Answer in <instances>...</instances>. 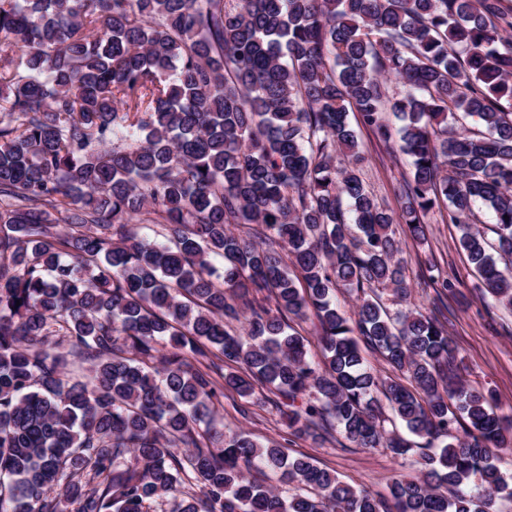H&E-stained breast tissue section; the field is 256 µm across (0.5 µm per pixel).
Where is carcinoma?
Returning a JSON list of instances; mask_svg holds the SVG:
<instances>
[{"label": "carcinoma", "mask_w": 512, "mask_h": 512, "mask_svg": "<svg viewBox=\"0 0 512 512\" xmlns=\"http://www.w3.org/2000/svg\"><path fill=\"white\" fill-rule=\"evenodd\" d=\"M3 47L0 512H153L162 496L173 512H497L512 418L460 381L439 310L392 311L382 293L409 294L397 226L422 243L437 212L482 295L512 308V8L0 0ZM357 126L410 159L396 211L366 188ZM139 216L165 242L139 238ZM419 279L456 290L435 263ZM310 316L318 362L291 325ZM220 377L243 398L264 387L298 438L338 428L405 458L380 393L424 440L417 475L378 498L227 429Z\"/></svg>", "instance_id": "1"}]
</instances>
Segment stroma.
Segmentation results:
<instances>
[{"instance_id":"35a3bbf8","label":"stroma","mask_w":512,"mask_h":512,"mask_svg":"<svg viewBox=\"0 0 512 512\" xmlns=\"http://www.w3.org/2000/svg\"><path fill=\"white\" fill-rule=\"evenodd\" d=\"M358 137L366 156L363 179L367 188L384 206L398 208L396 190L409 170L408 157L393 159L371 131L359 130ZM427 222L426 243L417 244L408 238L402 241L407 276L414 282L411 301L441 310L459 350L462 380L482 390H493L501 412L512 413V311L481 298L477 290L479 275L458 246L456 225L443 223L435 213L428 215ZM429 260L457 280V293L440 297L434 289L417 283L420 266ZM218 413L226 427L246 432L261 442L277 441L289 455L312 456L340 480L379 496L387 494L396 475L415 472L411 459L394 457L383 448H347L336 439L315 442L291 435L279 411L262 391L248 398L225 392Z\"/></svg>"}]
</instances>
